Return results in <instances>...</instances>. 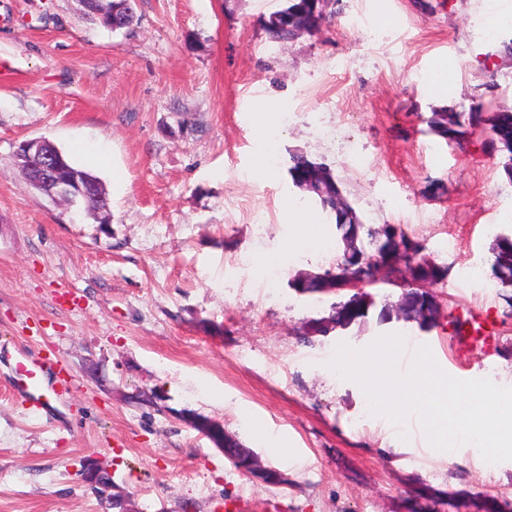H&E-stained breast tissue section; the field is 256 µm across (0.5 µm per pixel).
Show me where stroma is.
Listing matches in <instances>:
<instances>
[{
    "label": "stroma",
    "instance_id": "1",
    "mask_svg": "<svg viewBox=\"0 0 512 512\" xmlns=\"http://www.w3.org/2000/svg\"><path fill=\"white\" fill-rule=\"evenodd\" d=\"M491 3L333 0L319 29L275 42L264 22L286 0H135L137 23L117 31L79 0H0V512H104L81 477L89 458L137 512H407L425 486L512 503V460L391 438L329 366L338 346L397 335L453 373L448 323L372 315L307 343L302 322L333 299L290 285L337 257L314 203L288 221L298 149L366 224L400 226L447 266L444 310L490 312L499 340L465 360L512 388V300L491 252L512 236V180L488 125L450 144L428 124L512 106V26L488 27ZM439 61L444 95L424 84ZM272 117L277 162L257 175ZM41 137L78 167L83 149L103 158L111 223L29 186L15 155ZM25 355L61 358L76 389L33 411L9 389ZM186 411L223 422L287 484L242 475Z\"/></svg>",
    "mask_w": 512,
    "mask_h": 512
}]
</instances>
